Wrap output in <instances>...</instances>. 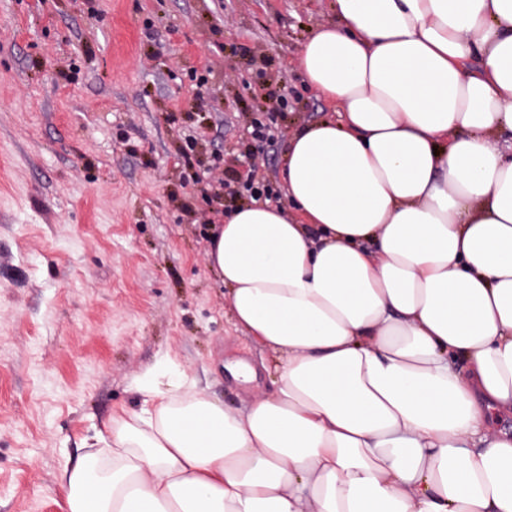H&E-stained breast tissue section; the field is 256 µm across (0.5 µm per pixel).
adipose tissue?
<instances>
[{
    "label": "adipose tissue",
    "mask_w": 512,
    "mask_h": 512,
    "mask_svg": "<svg viewBox=\"0 0 512 512\" xmlns=\"http://www.w3.org/2000/svg\"><path fill=\"white\" fill-rule=\"evenodd\" d=\"M296 57L286 205L210 226L277 364L231 410L187 375L66 463L68 512H512V0H335Z\"/></svg>",
    "instance_id": "ef3b65f1"
}]
</instances>
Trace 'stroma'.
<instances>
[{
  "instance_id": "obj_1",
  "label": "stroma",
  "mask_w": 512,
  "mask_h": 512,
  "mask_svg": "<svg viewBox=\"0 0 512 512\" xmlns=\"http://www.w3.org/2000/svg\"><path fill=\"white\" fill-rule=\"evenodd\" d=\"M332 18L330 0H0V512H65L61 468L139 411L149 370L231 409L272 390L205 256L206 225L251 197L205 189L245 175L236 144L270 112L279 138L253 151L279 189L293 130L332 115L295 66Z\"/></svg>"
}]
</instances>
